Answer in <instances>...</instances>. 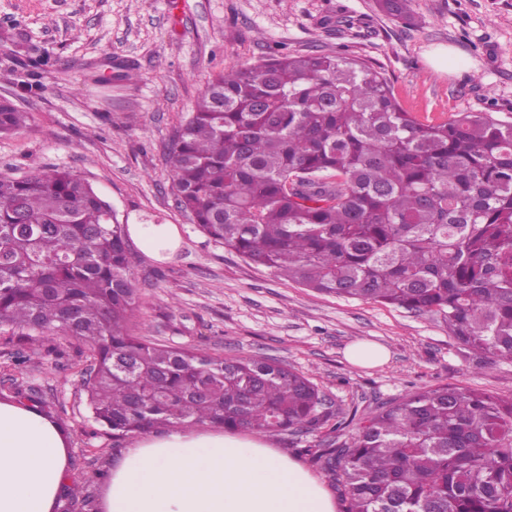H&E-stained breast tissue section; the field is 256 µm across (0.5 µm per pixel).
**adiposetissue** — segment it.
<instances>
[{
	"label": "adipose tissue",
	"instance_id": "obj_1",
	"mask_svg": "<svg viewBox=\"0 0 512 512\" xmlns=\"http://www.w3.org/2000/svg\"><path fill=\"white\" fill-rule=\"evenodd\" d=\"M66 442L29 406L0 402V512H52ZM331 493L261 440L182 429L146 439L110 468L105 512H335Z\"/></svg>",
	"mask_w": 512,
	"mask_h": 512
}]
</instances>
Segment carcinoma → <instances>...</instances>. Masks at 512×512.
<instances>
[{"label": "carcinoma", "mask_w": 512, "mask_h": 512, "mask_svg": "<svg viewBox=\"0 0 512 512\" xmlns=\"http://www.w3.org/2000/svg\"><path fill=\"white\" fill-rule=\"evenodd\" d=\"M16 56L34 76L49 60ZM27 114L0 100V134ZM178 208L214 241L320 293L439 317L479 356L512 360V123L421 121L340 51L279 54L211 79L171 144ZM127 225L65 169L0 174V323L82 342L94 418L129 435L209 423L296 433L344 422L277 361L136 336ZM350 443L298 452L344 512H512V396L459 385L354 417ZM62 512H94L67 496Z\"/></svg>", "instance_id": "cac0c4a2"}]
</instances>
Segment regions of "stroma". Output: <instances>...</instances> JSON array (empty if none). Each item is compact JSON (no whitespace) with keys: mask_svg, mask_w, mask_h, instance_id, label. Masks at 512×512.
Listing matches in <instances>:
<instances>
[{"mask_svg":"<svg viewBox=\"0 0 512 512\" xmlns=\"http://www.w3.org/2000/svg\"><path fill=\"white\" fill-rule=\"evenodd\" d=\"M410 22L376 0H0V98L27 114L0 136V172L65 168L85 178L123 224H170L177 247L158 257L130 236L138 290L136 335L171 347L276 360L310 378L333 412L392 405L406 393L458 384L512 394V360L483 358L438 318L322 294L279 280L205 236L172 191L170 143L209 80L280 53L340 50L390 80L421 120L490 112L512 121V0H405ZM21 34L53 68L20 92L3 38ZM449 53L435 69L431 54ZM132 65L130 81L95 76ZM358 341L379 344L376 367L350 363ZM38 359L19 363L28 338L0 325V399L35 389L68 440L67 485L103 499L115 452L94 422L83 381L91 358L76 340L40 336Z\"/></svg>","mask_w":512,"mask_h":512,"instance_id":"35a3bbf8","label":"stroma"}]
</instances>
